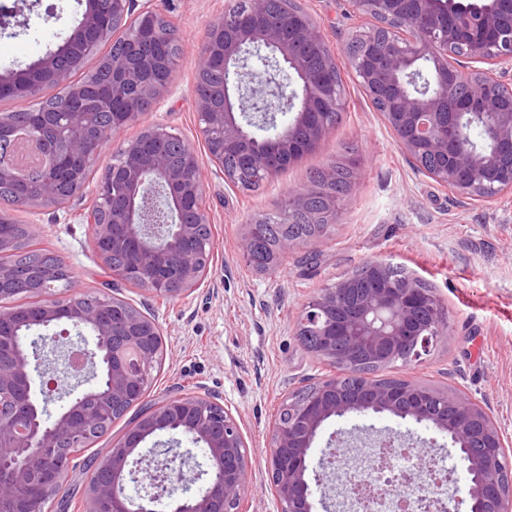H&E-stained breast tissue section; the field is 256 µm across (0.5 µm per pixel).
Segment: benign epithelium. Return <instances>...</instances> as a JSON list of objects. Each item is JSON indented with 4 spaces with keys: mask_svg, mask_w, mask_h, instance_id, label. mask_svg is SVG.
Instances as JSON below:
<instances>
[{
    "mask_svg": "<svg viewBox=\"0 0 512 512\" xmlns=\"http://www.w3.org/2000/svg\"><path fill=\"white\" fill-rule=\"evenodd\" d=\"M353 11L394 32V40L365 39L363 54L349 58L351 68L371 100L385 101L382 116L409 160L442 158L426 173L453 193L487 197L485 190L512 191V0H350ZM152 20V26L127 39L125 54L107 60L112 87L96 92L112 96L118 126L98 125L91 107V82L72 83L60 60L83 59L78 49L92 33L105 39L129 18ZM160 0H112V25L99 0H86L81 21L63 44L36 60L38 80L28 82L17 71L0 73V96L35 98L49 86L63 88L62 132L49 144L31 132L29 141L42 155L44 177L18 192L15 207L54 203L56 170L72 174L73 196L88 183L79 172L131 122L157 110L170 83L159 72L167 66L161 51L167 39ZM224 65V83L210 92L194 91L199 134L224 180L240 186L248 175L264 182L278 178L303 156L322 149L331 124L342 108L338 65L324 34L301 7L285 8L272 19L267 0H248L240 12L229 6L224 19L208 30L197 52L196 72ZM290 113L285 124L278 115ZM484 125L488 136L478 145L469 136ZM178 136L152 122L123 143L117 162L96 188L95 202L83 213L94 225L101 258L121 252L128 268L117 274L146 292L168 299L189 295L208 271L213 242L200 246L202 227L209 224L203 206V159L180 141L173 159L170 144ZM234 166H224L228 153ZM352 156L330 163L317 180L288 198L289 213H305L320 201L328 223L339 215L332 187L341 166ZM12 158L0 157V183L18 182ZM124 198L120 208L105 209L112 194ZM171 223H157L161 208ZM371 278L362 285L342 280L321 290L298 312L297 335L316 336L313 355L347 369L353 383L328 375L309 391L285 398L275 419L267 451L270 486L280 512H314L315 495H325L332 474L344 471V501L397 500L403 512H427L423 499H410L418 473L403 470L363 493L364 480L345 468L346 441L313 457V445L325 423L350 414H387L423 425L459 448L468 475V512H512L509 471L512 441L483 407L456 390L437 391L417 383H384L362 371L370 364L396 360L418 362L448 331L440 298L416 278L393 281L391 264L369 263ZM62 269L33 265L23 273L0 266V293L37 295L22 309H0V512H31L34 500L53 499L62 491L60 474L70 464L68 449L107 425L129 403L148 404L143 416L112 448L94 461L86 488L85 512H240L252 467L242 429L214 395L180 393L148 399L144 376L155 366L162 330L153 319L138 315L128 302L107 297L80 306L76 297L61 300L55 282ZM64 326L63 335L88 332L94 349L84 352V366L71 377L50 374L43 353L58 351L59 336L46 331ZM41 384L42 404L34 399V377ZM95 380L92 389L62 392L69 379ZM62 401L52 416L50 401ZM180 434L200 449L206 465L191 463V450L156 448L145 458L141 445L160 434ZM381 449L378 471L390 466L389 455L402 447L388 433L370 442ZM314 479H309V476Z\"/></svg>",
    "mask_w": 512,
    "mask_h": 512,
    "instance_id": "1",
    "label": "benign epithelium"
}]
</instances>
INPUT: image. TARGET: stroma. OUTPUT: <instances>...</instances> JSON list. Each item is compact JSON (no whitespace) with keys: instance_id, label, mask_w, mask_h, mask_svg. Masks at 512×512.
I'll return each mask as SVG.
<instances>
[{"instance_id":"1","label":"stroma","mask_w":512,"mask_h":512,"mask_svg":"<svg viewBox=\"0 0 512 512\" xmlns=\"http://www.w3.org/2000/svg\"><path fill=\"white\" fill-rule=\"evenodd\" d=\"M228 3L162 0L182 49L172 87L158 111L127 126L120 140L135 138L142 124L158 121L205 153L193 99L196 55ZM300 4L320 25L340 67L342 118L321 151L305 155L258 190L224 182L213 165H205L204 203L214 249L207 274L189 296L166 300L147 294L113 277L97 255L93 229L79 216L92 205V188L111 166L114 147H106L96 159L91 189L82 198L59 210L13 213L29 225L36 248L50 250L72 266L79 292L114 295L159 323L163 356L150 398L179 390L206 392L228 406L253 458L244 512L278 510L265 458L281 401L333 372L301 343L295 329L298 312L321 289L370 261L389 262L422 279L448 313V334L428 356L418 363L387 365L380 378L460 390L512 437V192L489 201L468 199L418 171L347 63L348 38L365 27V19L354 13L349 0ZM50 6L61 22L48 21ZM85 8L86 0H0V12L9 17L8 25L0 27V72L26 68L55 50ZM350 150L359 165L339 202L337 223L268 270L256 271L241 247L250 219L274 214L289 192L308 185L310 171ZM357 426L400 432L425 468L448 475L445 494L465 497L466 481L452 444L433 443V431L421 425L352 414L328 422L316 450L324 449L334 431Z\"/></svg>"}]
</instances>
